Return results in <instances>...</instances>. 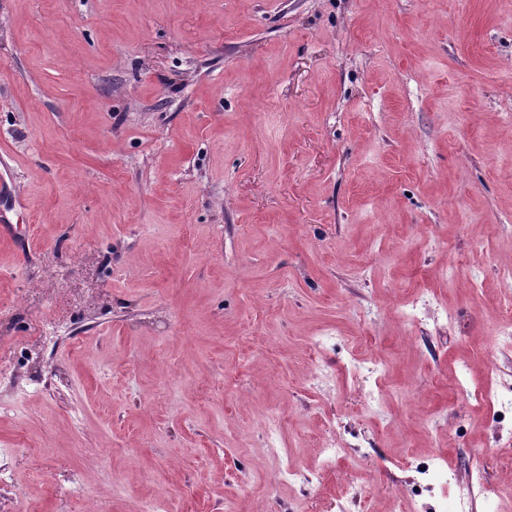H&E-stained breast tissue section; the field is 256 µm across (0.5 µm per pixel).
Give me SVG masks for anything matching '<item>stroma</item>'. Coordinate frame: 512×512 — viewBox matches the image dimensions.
Returning <instances> with one entry per match:
<instances>
[{
  "instance_id": "obj_1",
  "label": "stroma",
  "mask_w": 512,
  "mask_h": 512,
  "mask_svg": "<svg viewBox=\"0 0 512 512\" xmlns=\"http://www.w3.org/2000/svg\"><path fill=\"white\" fill-rule=\"evenodd\" d=\"M0 167V512H361L428 453L512 512L456 378L512 382V0H0Z\"/></svg>"
}]
</instances>
